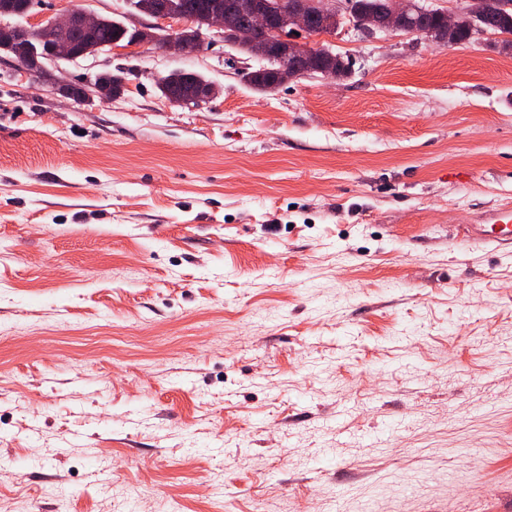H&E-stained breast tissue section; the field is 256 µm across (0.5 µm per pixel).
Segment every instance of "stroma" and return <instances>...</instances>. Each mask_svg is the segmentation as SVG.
<instances>
[{"mask_svg":"<svg viewBox=\"0 0 512 512\" xmlns=\"http://www.w3.org/2000/svg\"><path fill=\"white\" fill-rule=\"evenodd\" d=\"M502 40L347 22L268 93L220 40L0 59V512H512V248L457 237L512 208ZM99 75L100 79L95 80L93 83L85 84L81 87V90L79 92L81 100H90L95 95H117L120 93V91H117L115 89L112 90V83L108 81L107 78L111 77L112 75L113 82L119 81L120 78L124 77L123 75H125V73L122 70L117 69L116 72L104 71ZM166 77L167 78L165 79V82L158 83L157 87L161 94L168 100H171L166 92L169 85L186 86V88L195 83H206L213 85L212 82H210L209 79H207L203 74L189 69H179L171 71V73Z\"/></svg>","mask_w":512,"mask_h":512,"instance_id":"35a3bbf8","label":"stroma"}]
</instances>
